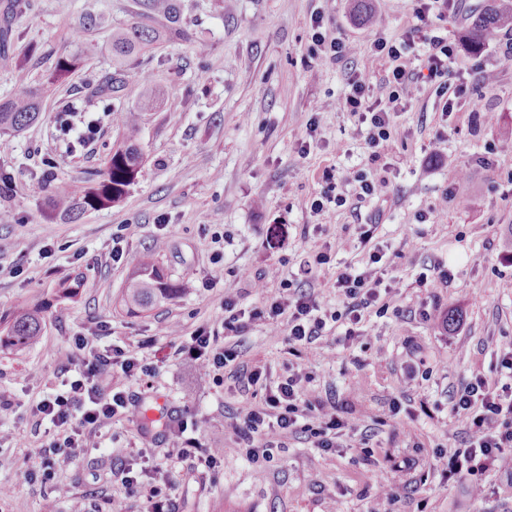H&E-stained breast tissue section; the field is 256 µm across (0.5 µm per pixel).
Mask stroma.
Returning a JSON list of instances; mask_svg holds the SVG:
<instances>
[{"mask_svg": "<svg viewBox=\"0 0 512 512\" xmlns=\"http://www.w3.org/2000/svg\"><path fill=\"white\" fill-rule=\"evenodd\" d=\"M0 0V28L11 45L0 52V100L43 81L61 57L79 65L50 91L40 120L8 137L0 169V315L42 307L36 345L0 349V512H141L111 474L114 465L149 456L162 471L160 500L178 512H512V465L447 479L443 463L464 437L449 399L472 374L496 386L498 346L512 340V30L481 52L463 42L486 0H456L445 20L417 18L411 0H371L365 24L350 0H179L189 39L166 32L126 61L148 85L118 79L112 34L139 22L142 0H26L13 13ZM350 44L342 60H311V20ZM405 42L412 69L424 63L437 35L457 48L454 74L470 95L450 115L435 86L414 83L395 117L383 162L372 161L367 130L340 102L348 79L364 78L372 98H387L389 62L376 55V36ZM494 71L486 81V71ZM131 110L144 163L125 199L69 222L52 210L53 194L102 167L125 129L103 117L100 91ZM78 100L82 119H95L92 148H67L55 115ZM315 144L301 154L310 119ZM56 162L46 169L45 159ZM336 170L345 208L318 215L304 203ZM383 177L382 191L358 200L349 175ZM43 182L41 192L31 186ZM375 225L387 248V273L397 282L367 316L364 334L346 345L324 337L292 348L285 329L251 323L234 336L239 360L262 369L268 384L295 371L307 395L333 397L349 428L339 448L313 447L302 433L283 437L270 460L247 461L231 424L244 404L264 393L233 378L198 382L179 347L201 326L224 345V297L244 295L259 306L293 276L300 254L330 248L334 264L319 268L314 291L324 311L341 310L333 283L338 264L365 266L358 227ZM224 260H210L216 229ZM122 237L124 262L112 259ZM147 258L187 293L151 310L128 312L122 296L134 262ZM454 277L443 283L442 270ZM78 281L76 296L61 297ZM100 351L142 349L156 372L113 386L129 397L98 438L99 449L58 458L53 480L26 478L33 448L47 425L35 404L75 375V337ZM150 340L141 348L142 340ZM403 396L391 414L389 403ZM196 421L199 441L221 456L218 467L171 456L168 423Z\"/></svg>", "mask_w": 512, "mask_h": 512, "instance_id": "obj_1", "label": "stroma"}]
</instances>
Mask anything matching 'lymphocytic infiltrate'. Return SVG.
Listing matches in <instances>:
<instances>
[{
  "label": "lymphocytic infiltrate",
  "mask_w": 512,
  "mask_h": 512,
  "mask_svg": "<svg viewBox=\"0 0 512 512\" xmlns=\"http://www.w3.org/2000/svg\"><path fill=\"white\" fill-rule=\"evenodd\" d=\"M372 49L390 62L387 102L371 100L364 79L354 74L348 80L349 90L341 105L344 111L357 116L359 122L366 125L367 145L372 160L376 161L381 157V147L393 133L396 105L409 99L411 72L400 43L380 37L373 41ZM456 55L455 45L447 39L430 38L427 78L438 82L445 96L442 109L448 113L469 95L468 85L454 79L451 71ZM372 238V229H361L359 240L369 248L370 270L361 271L347 265L336 274L334 286L343 298V311L323 312L311 291L291 297H272L260 308L245 306L240 295H228L224 298L225 329L238 332L248 322L263 319L275 328L287 325L289 341L306 346L326 336L329 323L342 321L347 325L345 341L359 338L369 310L379 303L382 294L396 286L395 281L386 276L385 253L373 244ZM183 353L191 357L206 377L216 378L219 372L231 366L241 386L253 387L262 382L261 370L238 363L233 346H215L207 327L195 330ZM108 371L127 380H138L154 374L156 368L137 353L118 346L82 359L76 376L67 382L65 390L42 399L35 406L36 414L49 418L56 429L50 443L34 452L44 476H51L57 457L70 458L83 449L95 447L101 430L117 415L126 412V395L105 380L104 374ZM300 382L299 374L288 375L276 388L268 390L264 406H246L233 422L232 430L248 460L269 458L274 448L279 447L281 435L298 430L309 433L316 447L325 450L338 447L347 426L339 406L330 398L304 397ZM450 413L463 424L465 437L461 448L450 455L445 464L448 476L483 471L503 460L505 449L512 447V393L496 392L484 376L476 374L453 393Z\"/></svg>",
  "instance_id": "f902f5d3"
}]
</instances>
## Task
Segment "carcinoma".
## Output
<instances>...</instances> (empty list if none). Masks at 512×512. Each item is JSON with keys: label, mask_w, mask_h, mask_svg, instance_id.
<instances>
[{"label": "carcinoma", "mask_w": 512, "mask_h": 512, "mask_svg": "<svg viewBox=\"0 0 512 512\" xmlns=\"http://www.w3.org/2000/svg\"><path fill=\"white\" fill-rule=\"evenodd\" d=\"M144 5L146 16L157 12L163 15L167 23L179 24V5L174 0H144ZM509 23L512 24V0H488L465 35L470 50L480 52L486 42ZM158 36L155 28L137 23L118 31L112 36L113 61L117 67H122L129 56L146 49ZM72 66L74 60L63 58L43 84L1 101L0 136H9L37 122L40 118L39 99ZM116 120L127 126L126 137L109 153L104 168L90 173L84 182L71 186L63 195L53 199L54 206L71 220L78 219L89 209L120 201L135 184L143 164L138 128L122 112H116ZM187 289L186 282L172 279L163 268L139 260L135 264L134 276L125 289L124 304L127 310L139 312L161 301L173 299ZM41 330L39 309H19L11 317L0 320V348H26L36 341Z\"/></svg>", "instance_id": "obj_1"}]
</instances>
